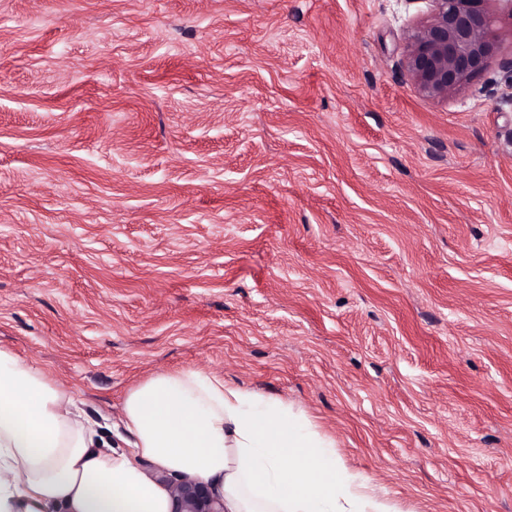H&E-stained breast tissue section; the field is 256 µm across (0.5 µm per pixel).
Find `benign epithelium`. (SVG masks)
Here are the masks:
<instances>
[{"label": "benign epithelium", "mask_w": 512, "mask_h": 512, "mask_svg": "<svg viewBox=\"0 0 512 512\" xmlns=\"http://www.w3.org/2000/svg\"><path fill=\"white\" fill-rule=\"evenodd\" d=\"M430 2L427 19L406 33L404 65L420 92L448 99L496 55L495 19L488 0ZM160 482L170 488L172 512H224V501L206 483L168 475Z\"/></svg>", "instance_id": "benign-epithelium-1"}]
</instances>
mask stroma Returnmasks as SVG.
Returning <instances> with one entry per match:
<instances>
[{"label": "stroma", "instance_id": "1", "mask_svg": "<svg viewBox=\"0 0 512 512\" xmlns=\"http://www.w3.org/2000/svg\"><path fill=\"white\" fill-rule=\"evenodd\" d=\"M450 99L429 0H0V345L121 433L201 368L399 512H512V16Z\"/></svg>", "mask_w": 512, "mask_h": 512}]
</instances>
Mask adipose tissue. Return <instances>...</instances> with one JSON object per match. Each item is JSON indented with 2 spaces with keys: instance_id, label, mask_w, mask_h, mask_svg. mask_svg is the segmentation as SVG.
Wrapping results in <instances>:
<instances>
[{
  "instance_id": "ef3b65f1",
  "label": "adipose tissue",
  "mask_w": 512,
  "mask_h": 512,
  "mask_svg": "<svg viewBox=\"0 0 512 512\" xmlns=\"http://www.w3.org/2000/svg\"><path fill=\"white\" fill-rule=\"evenodd\" d=\"M123 427L113 448L43 365L0 346V512H170L145 460L211 485L224 512H396L280 400L199 369L131 389Z\"/></svg>"
}]
</instances>
